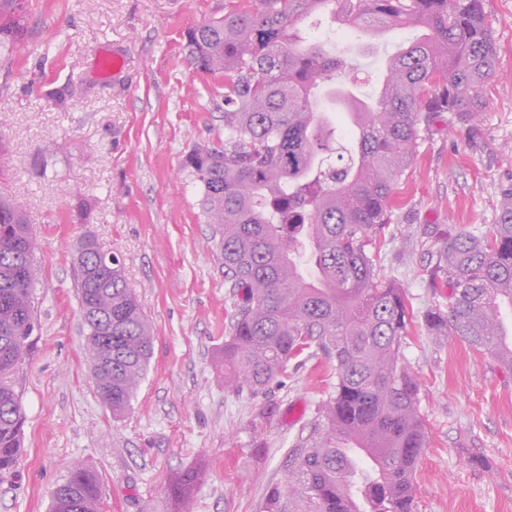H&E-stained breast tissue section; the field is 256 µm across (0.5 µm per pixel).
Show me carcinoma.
<instances>
[{
	"mask_svg": "<svg viewBox=\"0 0 512 512\" xmlns=\"http://www.w3.org/2000/svg\"><path fill=\"white\" fill-rule=\"evenodd\" d=\"M21 0H0V48L19 44ZM337 14L351 30L370 23L417 28L388 63L383 95L360 108L357 69L301 33L299 23ZM188 62L224 75V144L197 145L184 168L237 297L217 363L224 387L256 395L298 356L336 359V383L321 420L289 452L288 492L269 488L266 512H415L416 470L426 448L419 381L402 348L413 310L405 289L376 278L367 247L393 208V186L412 166L421 131L440 112L461 123L480 117L483 86L498 47L482 0H254L189 28ZM329 91L348 111L337 131L318 106ZM497 223L448 230L431 277L448 285V305L427 310L433 336H455L512 366L499 339V303L512 301V186ZM36 238L24 207L0 196V473L20 454L24 409L17 375L34 331ZM79 238L71 259L87 340L112 351V369L91 366L102 402L119 416L144 379L153 329L120 259ZM112 266V279L102 276ZM206 468L168 482L172 512H190ZM98 474L82 464L50 495L49 512H100Z\"/></svg>",
	"mask_w": 512,
	"mask_h": 512,
	"instance_id": "obj_1",
	"label": "carcinoma"
}]
</instances>
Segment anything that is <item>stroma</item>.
Masks as SVG:
<instances>
[{"mask_svg":"<svg viewBox=\"0 0 512 512\" xmlns=\"http://www.w3.org/2000/svg\"><path fill=\"white\" fill-rule=\"evenodd\" d=\"M246 0H26L21 51L0 55V194L25 207L37 235L38 329L19 373L26 415L14 471L0 478V512H48L77 463L92 466L103 512H167L165 481L199 461L194 512H264L287 487L289 451L309 434L336 380V361L299 356L262 394L224 388L215 356L234 310L224 267L182 166L224 139L222 76L193 70L186 30ZM499 54L472 125L450 113L423 133L377 244L375 274L399 281L414 310L403 354L421 383L427 444L416 512H512V367L459 339L433 338L423 314L448 302L427 271L448 228H489L512 184V0H483ZM406 37L335 38L371 96ZM125 60L102 76L98 52ZM86 200L88 217L75 205ZM92 233L118 255L154 330L131 409L113 416L96 392L71 264ZM274 408L272 418L259 414Z\"/></svg>","mask_w":512,"mask_h":512,"instance_id":"stroma-1","label":"stroma"}]
</instances>
